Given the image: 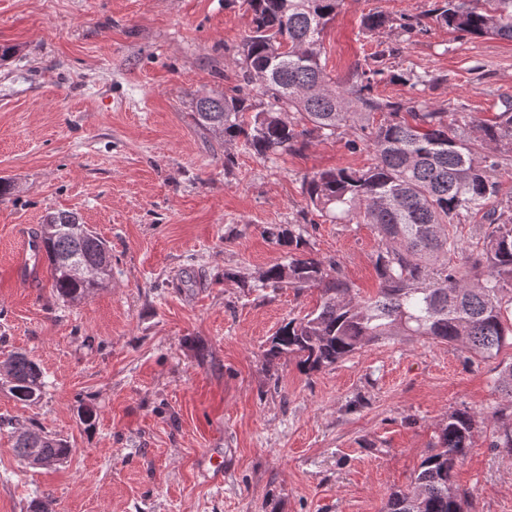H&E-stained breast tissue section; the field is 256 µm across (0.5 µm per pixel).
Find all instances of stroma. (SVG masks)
<instances>
[{
  "label": "stroma",
  "instance_id": "1",
  "mask_svg": "<svg viewBox=\"0 0 512 512\" xmlns=\"http://www.w3.org/2000/svg\"><path fill=\"white\" fill-rule=\"evenodd\" d=\"M440 5L343 0L323 39L327 74L349 84L367 55L394 48L377 93L431 103L468 134L512 101V42L453 33L430 19ZM370 13L388 27L363 29ZM413 17L425 31L401 36ZM251 27L244 0H0V44L16 48L0 61V178L14 184L0 197V361L27 353L47 382L35 405L0 390L13 421L0 429V512L33 500L45 512H383L463 408L478 415L456 471L466 512H512V455L491 445L511 347L483 359L398 336L311 374L292 356L267 363L271 337L318 292L259 288L287 260L264 228L303 225L317 256L376 293L374 231L325 221L303 194L314 173L374 153L340 136L268 160L197 124L195 97L228 88ZM424 70L438 82L399 79ZM57 210L111 247L108 286L77 303L53 296L46 267L18 273ZM36 426L67 441V461L20 464L11 432Z\"/></svg>",
  "mask_w": 512,
  "mask_h": 512
}]
</instances>
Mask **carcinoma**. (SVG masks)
<instances>
[{"mask_svg": "<svg viewBox=\"0 0 512 512\" xmlns=\"http://www.w3.org/2000/svg\"><path fill=\"white\" fill-rule=\"evenodd\" d=\"M253 30L234 60L236 84L194 102L198 125L264 158L300 153L314 141L346 135L351 150L370 140L376 162L361 170L316 172L304 182L309 203L332 223L370 224L379 238L375 267L381 288L360 299L333 259L306 250L296 225L266 229L288 261L264 270L263 288H315L319 303L305 316L285 322L270 341L266 357L299 358L304 372L319 371L352 356L363 346L395 336H424L461 346L483 359L512 347V197L498 198L497 175L512 153V103L491 120L476 124L477 142L457 135L448 113L426 102H403L374 92L383 74L382 50L356 68L355 81L338 85L321 62L327 25L343 0H246ZM434 21L463 36L512 41V0H443ZM385 114L375 131L355 124ZM497 204L487 208L491 199ZM475 219L488 231L464 246L458 228ZM74 212H53L38 237L48 262L52 292L80 302L106 286L81 278L73 268L111 264V249ZM0 381L23 404L43 397L40 365L13 352ZM477 413L448 414L438 443L407 491L392 492L385 512H464L469 493L455 483V470L472 445ZM492 447L512 453V402L495 410ZM22 465L32 459L57 465L71 448L42 429L15 433Z\"/></svg>", "mask_w": 512, "mask_h": 512, "instance_id": "1", "label": "carcinoma"}]
</instances>
